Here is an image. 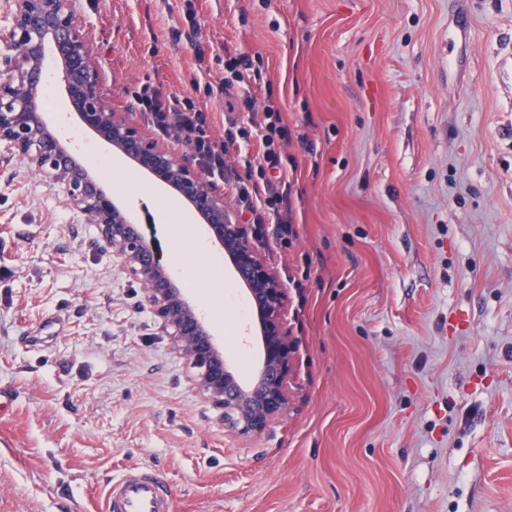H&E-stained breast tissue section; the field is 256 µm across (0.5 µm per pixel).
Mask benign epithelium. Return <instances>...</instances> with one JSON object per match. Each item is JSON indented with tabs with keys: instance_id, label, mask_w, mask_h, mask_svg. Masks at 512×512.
<instances>
[{
	"instance_id": "obj_1",
	"label": "benign epithelium",
	"mask_w": 512,
	"mask_h": 512,
	"mask_svg": "<svg viewBox=\"0 0 512 512\" xmlns=\"http://www.w3.org/2000/svg\"><path fill=\"white\" fill-rule=\"evenodd\" d=\"M2 41L14 55L0 60V143L26 157L46 180L64 184L69 205L96 225L102 246L145 286V302L175 353L193 370L194 386L221 410L224 428L243 437L264 433L288 411L293 343L285 324L287 289L266 265L246 225L233 219L224 195L168 147L142 133L127 113L107 104L73 0H14L12 24L0 29ZM50 53L81 124L175 189L203 219L211 246L229 260L255 311L262 346L250 380L235 370L223 342L179 288L130 211L112 198L49 123L41 97Z\"/></svg>"
}]
</instances>
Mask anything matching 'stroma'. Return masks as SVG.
<instances>
[{
  "label": "stroma",
  "mask_w": 512,
  "mask_h": 512,
  "mask_svg": "<svg viewBox=\"0 0 512 512\" xmlns=\"http://www.w3.org/2000/svg\"><path fill=\"white\" fill-rule=\"evenodd\" d=\"M74 0L112 107L145 84L214 117L278 108L297 234L264 227L294 354L288 410L225 431L95 225L0 145V512H104L159 472L173 512H512V0ZM252 60L224 96V52ZM237 149L215 183L239 223ZM185 293L253 372L241 284L182 249L189 208L111 162Z\"/></svg>",
  "instance_id": "obj_1"
}]
</instances>
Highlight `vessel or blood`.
<instances>
[{"label":"vessel or blood","instance_id":"1","mask_svg":"<svg viewBox=\"0 0 512 512\" xmlns=\"http://www.w3.org/2000/svg\"><path fill=\"white\" fill-rule=\"evenodd\" d=\"M106 512H172V503L159 477L131 470L112 479Z\"/></svg>","mask_w":512,"mask_h":512}]
</instances>
